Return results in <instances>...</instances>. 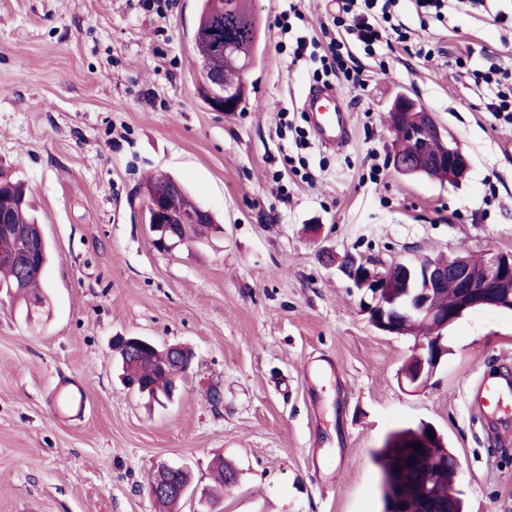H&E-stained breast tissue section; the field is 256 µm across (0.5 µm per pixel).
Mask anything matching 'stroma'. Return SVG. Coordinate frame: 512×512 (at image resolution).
<instances>
[{"instance_id":"obj_1","label":"stroma","mask_w":512,"mask_h":512,"mask_svg":"<svg viewBox=\"0 0 512 512\" xmlns=\"http://www.w3.org/2000/svg\"><path fill=\"white\" fill-rule=\"evenodd\" d=\"M336 0H250L256 58L243 109L199 91L200 0H0V172L23 181L52 258L34 314L0 300V512H159L150 479L235 471L211 512H381L371 451L422 423L459 458L467 512H512V433L468 405L483 372L512 374V312L474 311L446 332L427 383L402 367L410 336L372 327L338 265L512 252V117L486 109L472 71L512 73V0H452L442 19L396 12L408 31L370 54L337 28L363 81L329 83L350 107L347 143L321 146L303 102ZM404 95L469 156L462 184L391 165L388 112ZM165 173L216 216L204 241L158 248L146 180ZM195 353L159 403L119 378L113 337ZM79 380L73 416L57 390ZM185 497L180 512H200Z\"/></svg>"}]
</instances>
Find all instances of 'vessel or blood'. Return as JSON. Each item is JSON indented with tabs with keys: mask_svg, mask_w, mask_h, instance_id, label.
<instances>
[{
	"mask_svg": "<svg viewBox=\"0 0 512 512\" xmlns=\"http://www.w3.org/2000/svg\"><path fill=\"white\" fill-rule=\"evenodd\" d=\"M305 111L310 112L312 128L316 139L325 145H344L349 136L350 111L334 89H314L303 102ZM477 401L482 411L497 414L512 405V378L480 380Z\"/></svg>",
	"mask_w": 512,
	"mask_h": 512,
	"instance_id": "vessel-or-blood-1",
	"label": "vessel or blood"
}]
</instances>
